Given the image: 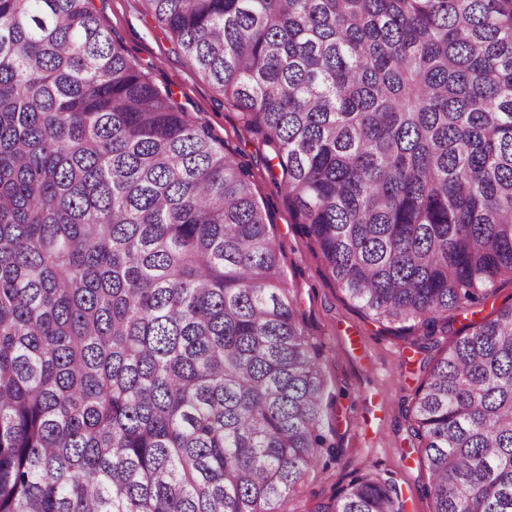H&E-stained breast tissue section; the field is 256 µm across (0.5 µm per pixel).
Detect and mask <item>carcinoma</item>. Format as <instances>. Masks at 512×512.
Listing matches in <instances>:
<instances>
[{"label": "carcinoma", "mask_w": 512, "mask_h": 512, "mask_svg": "<svg viewBox=\"0 0 512 512\" xmlns=\"http://www.w3.org/2000/svg\"><path fill=\"white\" fill-rule=\"evenodd\" d=\"M331 277L435 339L512 281V0H149ZM249 169L92 0H0V512H288L337 453ZM433 512H512V304L414 398ZM315 512H404L355 475Z\"/></svg>", "instance_id": "obj_1"}]
</instances>
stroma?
I'll return each mask as SVG.
<instances>
[{
	"instance_id": "obj_1",
	"label": "stroma",
	"mask_w": 512,
	"mask_h": 512,
	"mask_svg": "<svg viewBox=\"0 0 512 512\" xmlns=\"http://www.w3.org/2000/svg\"><path fill=\"white\" fill-rule=\"evenodd\" d=\"M93 6L130 59L158 86L170 88L178 106L249 166L256 194L269 211L299 321L321 351L331 392L325 426L340 450L327 468L310 472L301 493L290 501V512H314L359 470L394 481L406 512H432L431 500L421 493L427 476L418 465L410 410L437 349L417 352L418 332L377 322L351 302L328 273L317 246L301 232L278 172L267 166L271 148L219 89L185 63L175 41L156 26L146 0H94ZM510 303L512 282L495 283L476 311H452L440 320L437 336L453 343L471 321Z\"/></svg>"
}]
</instances>
